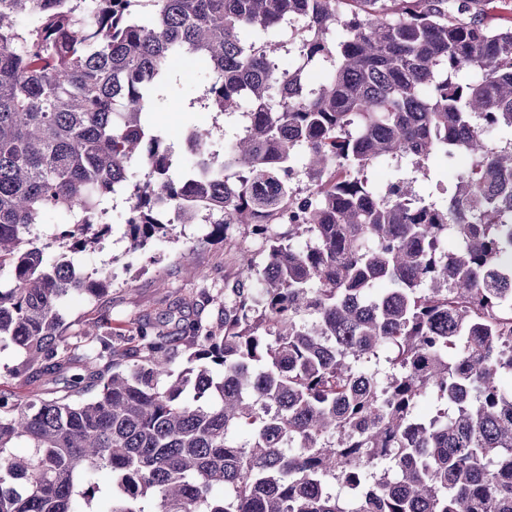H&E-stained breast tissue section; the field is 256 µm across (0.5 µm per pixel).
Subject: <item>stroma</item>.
Segmentation results:
<instances>
[{"mask_svg":"<svg viewBox=\"0 0 512 512\" xmlns=\"http://www.w3.org/2000/svg\"><path fill=\"white\" fill-rule=\"evenodd\" d=\"M209 81L205 68L192 59L177 63L175 78L165 90L162 110L154 120L169 143L181 146L193 127L212 125L214 113L193 112L190 99L200 97ZM426 173L408 168L385 166L375 176L380 186L405 177L415 182L416 191L423 197L439 199L438 182L448 179V164L443 156L431 158ZM127 203L117 198L111 203L107 216L112 232L105 251H88L84 261L100 264L111 261L114 271L108 295L89 297L75 295L65 301L61 314L67 333L78 336L86 324L106 322L113 335H133L138 324L162 323L168 320L172 304H180L185 315L211 319L214 310L198 296L201 287L223 290L225 283L234 281L240 270L241 250H248L256 261H263V241L246 236L243 227L231 224L219 229L210 219L201 217L192 224L176 225L172 237L149 244L145 250L133 253L125 235ZM193 248L191 265H183L181 253ZM207 272V279L196 277V270ZM24 352L13 346L0 348V390L18 395L41 393L57 388L58 383L48 375L27 374L17 378L5 377L6 369L24 363Z\"/></svg>","mask_w":512,"mask_h":512,"instance_id":"35a3bbf8","label":"stroma"}]
</instances>
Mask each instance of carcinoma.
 <instances>
[{"mask_svg": "<svg viewBox=\"0 0 512 512\" xmlns=\"http://www.w3.org/2000/svg\"><path fill=\"white\" fill-rule=\"evenodd\" d=\"M93 2L0 0V346L28 356L11 377L71 372L0 392V512H512V27L483 0ZM183 56L209 72L189 108L241 117L191 131L189 165L152 120ZM438 152L473 163L443 205L370 184ZM118 194L133 252L206 212L266 257L201 289L215 319L125 348L100 323L80 355L60 307L112 287L79 258ZM53 379V380H52ZM56 379V381H55ZM0 390L17 395L41 393L45 390L63 386L62 375H36L27 374L18 378L0 377Z\"/></svg>", "mask_w": 512, "mask_h": 512, "instance_id": "carcinoma-1", "label": "carcinoma"}]
</instances>
